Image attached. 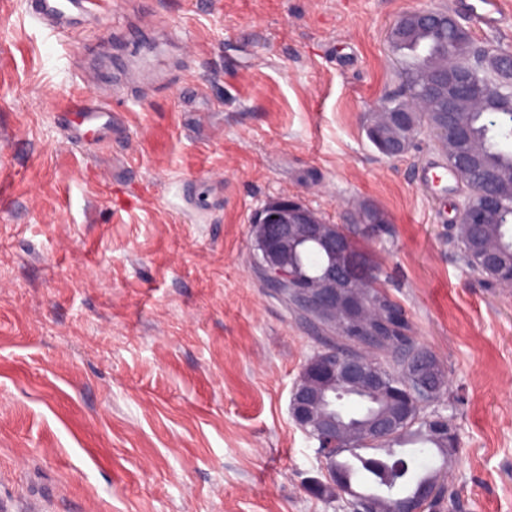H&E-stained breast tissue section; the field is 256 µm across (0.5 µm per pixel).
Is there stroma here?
<instances>
[{
  "label": "stroma",
  "mask_w": 512,
  "mask_h": 512,
  "mask_svg": "<svg viewBox=\"0 0 512 512\" xmlns=\"http://www.w3.org/2000/svg\"><path fill=\"white\" fill-rule=\"evenodd\" d=\"M30 2L0 0V506L341 512L289 415L325 341L253 271L256 210L291 198L385 216L361 247L448 369L462 512H512V288L461 260L464 189L429 135L397 157L366 135L402 92V15L448 10L498 51L512 22L463 0H101L70 37ZM78 96L121 107L74 141ZM465 8L485 24L493 26L498 24L503 13L499 0H465Z\"/></svg>",
  "instance_id": "35a3bbf8"
}]
</instances>
